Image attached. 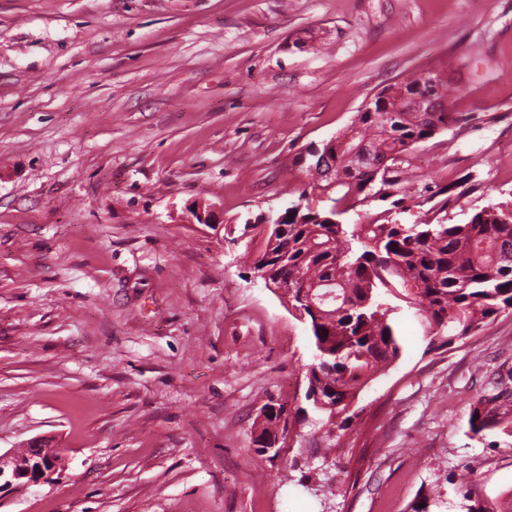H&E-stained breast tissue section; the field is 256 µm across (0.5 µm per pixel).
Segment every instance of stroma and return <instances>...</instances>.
<instances>
[{
  "label": "stroma",
  "instance_id": "obj_1",
  "mask_svg": "<svg viewBox=\"0 0 512 512\" xmlns=\"http://www.w3.org/2000/svg\"><path fill=\"white\" fill-rule=\"evenodd\" d=\"M420 70L467 120L348 224L512 205V0H0V450H67L0 512H466L471 470L512 507V434L467 424L512 374V312L431 349L397 311L400 356L338 437L301 412L307 323L226 232L297 201L299 153ZM201 201L219 223L187 221ZM271 401L299 417L270 461Z\"/></svg>",
  "mask_w": 512,
  "mask_h": 512
}]
</instances>
